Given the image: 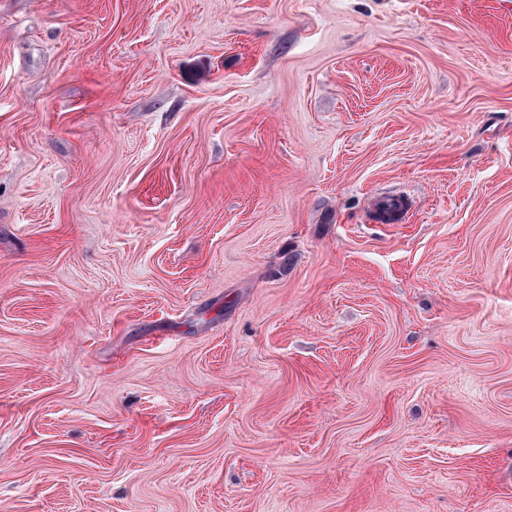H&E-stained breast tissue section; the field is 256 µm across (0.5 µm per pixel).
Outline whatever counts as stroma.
Here are the masks:
<instances>
[{"instance_id": "1", "label": "stroma", "mask_w": 512, "mask_h": 512, "mask_svg": "<svg viewBox=\"0 0 512 512\" xmlns=\"http://www.w3.org/2000/svg\"><path fill=\"white\" fill-rule=\"evenodd\" d=\"M0 512H512V0H0Z\"/></svg>"}]
</instances>
